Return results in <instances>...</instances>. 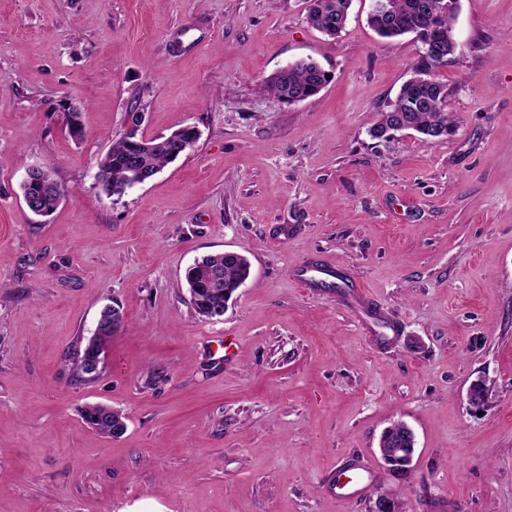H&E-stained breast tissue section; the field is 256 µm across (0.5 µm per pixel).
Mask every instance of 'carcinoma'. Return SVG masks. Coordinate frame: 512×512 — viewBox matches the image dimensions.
Segmentation results:
<instances>
[{"mask_svg":"<svg viewBox=\"0 0 512 512\" xmlns=\"http://www.w3.org/2000/svg\"><path fill=\"white\" fill-rule=\"evenodd\" d=\"M388 13L370 11L368 25L382 38L407 34L418 42L428 39L439 46L445 59H451L459 45L448 43V0H386ZM351 0H310L306 21L329 37L338 36L344 29ZM437 67L425 55L415 65L416 78L407 80L390 105L380 113L370 128L372 138L388 139L398 131H411L423 143L443 140L452 133L455 115L448 108V85L430 76ZM328 82L326 71L308 59L285 66L265 80L266 88L283 102L306 101L316 96ZM199 134L196 126L186 125L168 135L147 138L140 134L132 142L122 135L98 164L97 183L109 195H122L127 189L154 177L176 160L183 149H192ZM21 196L35 200L49 215L69 194L47 168L33 171L30 179L20 184ZM251 276L248 259L237 252L207 255L196 260L185 272L191 289V304L195 312L206 313L224 302V294L236 292L239 284ZM85 423L104 437L114 436V428L123 420L121 413L110 408L88 406L82 411Z\"/></svg>","mask_w":512,"mask_h":512,"instance_id":"cac0c4a2","label":"carcinoma"}]
</instances>
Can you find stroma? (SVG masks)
I'll use <instances>...</instances> for the list:
<instances>
[{"label":"stroma","instance_id":"35a3bbf8","mask_svg":"<svg viewBox=\"0 0 512 512\" xmlns=\"http://www.w3.org/2000/svg\"><path fill=\"white\" fill-rule=\"evenodd\" d=\"M307 6L0 0V512H372L388 494L400 512H512V0H460V50L433 71L456 128L427 145L369 134L414 36L380 38L353 0L330 38ZM303 58L329 83L278 101L265 79ZM133 108L146 135L200 137L110 196L97 165ZM32 166L70 189L47 217L19 196ZM226 251L251 277L207 321L184 273ZM304 265L331 266V287H304ZM108 305L123 323L79 380ZM96 403L121 437L84 424ZM395 421L417 437L409 475L333 498L336 466L380 470Z\"/></svg>","mask_w":512,"mask_h":512}]
</instances>
